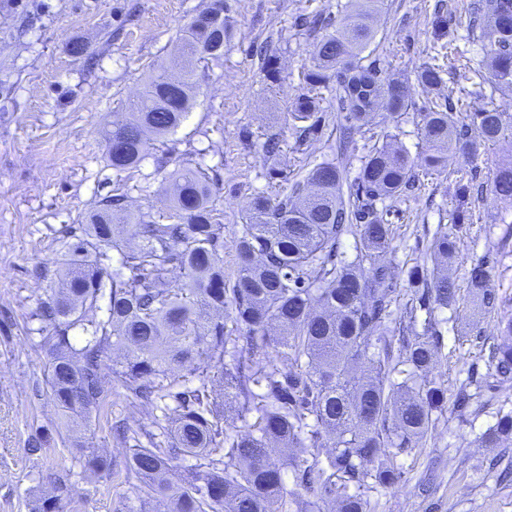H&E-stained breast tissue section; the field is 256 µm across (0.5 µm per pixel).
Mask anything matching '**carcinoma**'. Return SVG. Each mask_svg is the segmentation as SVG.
<instances>
[{"mask_svg": "<svg viewBox=\"0 0 512 512\" xmlns=\"http://www.w3.org/2000/svg\"><path fill=\"white\" fill-rule=\"evenodd\" d=\"M381 5L350 0L334 31L313 43L303 92L290 108L300 122L296 145L318 132L317 95L332 81L345 113L339 152L378 108L392 115L408 109L402 84L362 56ZM222 12L224 0H214L181 30L182 76L158 69L128 112L106 123L113 170L136 168L179 126L197 65L224 55L228 21ZM469 13L471 29L489 30L482 50L492 88H512V10L503 9V0H476ZM444 72L442 65L427 63L417 76L425 163L435 171L447 168L451 153H473L512 137V126L494 107L456 122L451 94L442 91ZM261 148L265 160L280 159L278 137H266ZM416 180L414 160L391 138L365 157L355 191L346 198L343 173L331 162L313 167L278 200L255 195L237 241L231 286L224 280V225L209 181L188 166L170 175L169 223L158 224L147 213L125 215L127 195L117 192L95 204L88 223L60 231L65 267L41 271L49 284L35 313L53 405L63 416L87 422L101 411L115 382L130 408L161 411L149 428L116 427L139 501L116 512H151L155 502L166 512H282L286 505L294 512H371L367 492L373 485L400 482L403 471L393 457L418 447L447 400L433 380L415 386L391 380L402 365L411 368L409 379L427 373L442 340L431 320L424 333L397 339L388 326L393 287L384 255L392 230L377 202L397 200ZM493 191L512 202V165L497 169ZM459 230L454 224L432 243L434 258L445 265L456 256ZM354 231L358 262L338 266L336 244ZM113 251L120 256L115 268ZM173 269L186 273L177 287L166 278ZM409 277L421 308L457 299L446 273L428 277L415 266ZM469 283L478 307H496L498 295L484 265L472 268ZM228 309L235 325L230 330L224 323ZM242 341L247 357L224 366V355L240 350ZM270 344L274 359L266 352ZM489 357L496 376L512 380V342L491 345ZM197 360L202 365L189 374H174ZM250 410L258 413L254 424L233 436L224 433L228 420ZM325 434L333 442L323 462ZM509 436L512 414L506 413L482 440L498 448ZM187 456L195 464L174 477L177 462ZM80 460L85 472L111 468L93 450ZM288 467L296 477L290 491L283 480ZM70 492L69 475L55 476L31 512H65Z\"/></svg>", "mask_w": 512, "mask_h": 512, "instance_id": "1", "label": "carcinoma"}]
</instances>
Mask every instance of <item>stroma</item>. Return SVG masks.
<instances>
[{"instance_id":"obj_1","label":"stroma","mask_w":512,"mask_h":512,"mask_svg":"<svg viewBox=\"0 0 512 512\" xmlns=\"http://www.w3.org/2000/svg\"><path fill=\"white\" fill-rule=\"evenodd\" d=\"M208 0H0V512H30L35 494L56 475L71 473L68 512H115L135 503L134 478L127 474L125 450L112 435V422L150 426L152 406L129 409L124 391L112 386L107 417L92 419L86 446L106 454L111 472H84L80 454L67 440L65 421L53 406L45 383L46 355L38 345L34 319L47 286L39 272L57 268L64 251L58 233L83 224L95 203L121 190L133 213L148 212L159 223L169 214L164 193L180 166L199 168L209 178L213 205L224 226V274L234 276L236 242L250 199L289 191L318 163L330 161L343 171L351 189L372 146L384 134L396 136L414 161L424 141L417 108L382 112L372 129L359 132L344 153L336 151V91L323 89L319 133L295 150L289 117L291 101L302 91V74L311 64L320 31L308 30L304 17L338 19L346 0H224L229 37L220 59L201 63L197 90L186 118L164 145L150 150L137 169L116 173L109 166L101 134L105 114L123 111L142 89L153 67L170 64L183 26ZM468 0H384L376 36L368 48L420 100L417 74L436 45L449 61L467 65L469 77L451 85L459 105L455 119L495 106L512 123V91H492L481 42L469 30ZM450 18L449 34L434 37L437 11ZM80 42L86 55L69 49ZM277 50L278 82L266 79L254 52L260 43ZM278 135L283 154L278 166L263 158L261 144ZM512 161V138L479 151L456 153L443 172L419 170L414 189L391 208L393 236L386 255L394 273L391 330H398L415 289L413 267L436 268L429 246L455 222L458 183L483 185L457 242L450 269L458 288L452 306L415 311V332L436 320L444 336L429 376L455 396L470 373L484 384L475 388L478 408L461 415L445 406L423 445L395 459L400 483L374 487L375 512H512V478L499 482L488 470L492 458L512 471V440L498 448L481 435L501 414L512 411V381L495 387L487 345L501 342L499 321L512 316V203L491 191L499 164ZM485 264L490 285L502 298L493 311L478 310L468 285L475 265ZM412 309V308H411ZM43 450L29 454L34 437Z\"/></svg>"}]
</instances>
